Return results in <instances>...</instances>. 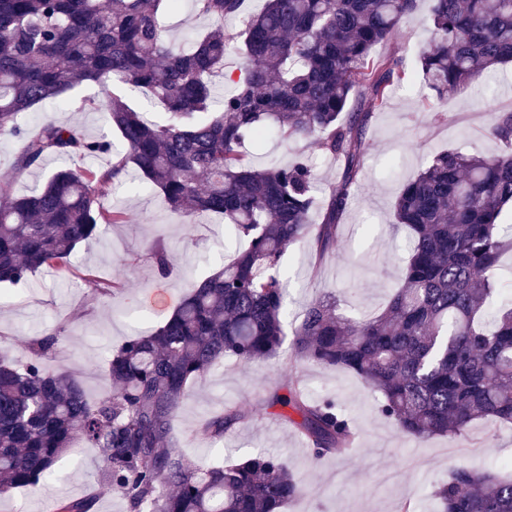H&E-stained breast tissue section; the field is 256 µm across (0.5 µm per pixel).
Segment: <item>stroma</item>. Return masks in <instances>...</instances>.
I'll list each match as a JSON object with an SVG mask.
<instances>
[{
    "instance_id": "stroma-1",
    "label": "stroma",
    "mask_w": 512,
    "mask_h": 512,
    "mask_svg": "<svg viewBox=\"0 0 512 512\" xmlns=\"http://www.w3.org/2000/svg\"><path fill=\"white\" fill-rule=\"evenodd\" d=\"M428 9L429 0H418L414 14L391 41L376 48V55L414 61L427 36ZM104 96L99 85L82 83L61 103L28 112L26 120L34 125L48 117L76 126L92 138L108 136L118 151L121 140L107 113L96 107ZM427 96V89L419 84L399 87L386 108L371 118L356 195L344 215L336 248L324 263L314 266L303 241L284 253L286 336H293L308 303L329 293L339 296L340 311L346 316L379 313L400 281L411 251L410 234L395 223L392 213L404 184L443 149L454 147L471 154L503 150V143L490 133L487 111H512V65L496 73L484 96L449 93L439 105L441 121L431 120ZM22 149L18 139L0 140V179L13 180L20 193L41 186L50 171L66 163L65 158L50 155L19 174L15 168ZM251 152L259 168L285 166L295 153H305L316 169L322 194L341 178L339 163L322 156L308 141L288 145L271 138ZM104 203L126 212L128 221L108 226L100 241L83 245L78 264L99 276L121 279L122 291L97 299L79 278L62 280L47 271L37 272L23 286L0 285V346L8 347L9 357L21 363L29 355L33 337L61 330L54 367L78 374L92 399L112 385L108 373L112 351L130 337L153 332L198 282L243 247L223 215L209 212L185 220L139 177L113 187ZM158 239L171 256L165 276L157 273L149 255ZM300 372L311 399L335 400L353 422L357 437L347 455L315 456L283 420V407L271 402L287 378L277 361L245 365L227 359L191 385L175 418L174 432L187 462L230 463L257 453L280 457L302 490L286 512H396L408 496L420 504V512H438L432 493L451 471L500 469L505 461H512V426L483 419L453 442L444 437L410 439L380 412L379 394L357 376L313 364L301 366ZM228 403L245 412L247 421L218 442L201 436L198 428L203 420ZM100 468L99 449L76 441L41 486L17 487L0 496V512H42L43 506H55L60 499L92 492L98 495L99 512H125L124 500L99 485Z\"/></svg>"
}]
</instances>
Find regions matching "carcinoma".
Returning a JSON list of instances; mask_svg holds the SVG:
<instances>
[{
    "instance_id": "carcinoma-1",
    "label": "carcinoma",
    "mask_w": 512,
    "mask_h": 512,
    "mask_svg": "<svg viewBox=\"0 0 512 512\" xmlns=\"http://www.w3.org/2000/svg\"><path fill=\"white\" fill-rule=\"evenodd\" d=\"M242 2L194 0L216 26L184 52L161 21L162 9L179 0H0V138L23 141L17 170L48 154L113 160L106 169L61 168L28 194L0 180V283L25 285L42 268L74 275L77 249L102 227L127 222L102 198L132 168L172 212L220 213L248 243L154 332L112 352L113 387L97 400L75 375L48 364L57 330L34 338L23 364L0 355V494L39 485L79 436L100 449L101 482L122 496L126 512H281L300 489L278 457L192 467L174 440L187 389L224 359L353 373L381 395V412L398 431L416 440H457L478 419L512 423V303L498 304L490 276L512 250V229L501 224L512 207V153L448 148L405 184L394 211L413 248L379 315L348 319L337 313L336 295L316 298L285 349L280 273L284 252L302 240L318 264L336 247L369 120L395 87L419 81L440 101L512 63V0H432L430 37L412 65L377 57L374 48L393 38L417 0H265L241 29L224 30ZM229 53L240 58V74L216 111L212 78ZM82 82L143 88L166 120L149 122L107 96L98 107L125 146L117 156L110 140L75 127L24 125L31 109ZM490 119L493 136L511 142L512 112ZM267 130L287 143L314 140L343 163L339 185L316 199L317 174L302 153L286 166L254 167L244 145ZM151 258L167 275L162 241ZM82 280L101 298L121 288L91 270ZM271 404L295 412L287 421L315 455L341 457L351 448V420L333 401L309 402L301 376L289 377ZM243 419L227 406L203 432L221 441ZM433 495L441 512H512V478L490 470H454ZM58 512H96V495L63 499Z\"/></svg>"
}]
</instances>
